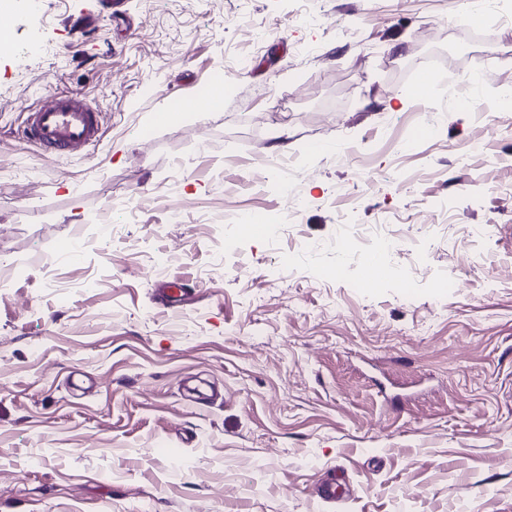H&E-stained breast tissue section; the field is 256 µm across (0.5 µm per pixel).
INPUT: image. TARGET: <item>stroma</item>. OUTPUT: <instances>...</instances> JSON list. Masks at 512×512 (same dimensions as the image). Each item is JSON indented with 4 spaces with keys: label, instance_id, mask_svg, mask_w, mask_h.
I'll list each match as a JSON object with an SVG mask.
<instances>
[{
    "label": "stroma",
    "instance_id": "35a3bbf8",
    "mask_svg": "<svg viewBox=\"0 0 512 512\" xmlns=\"http://www.w3.org/2000/svg\"><path fill=\"white\" fill-rule=\"evenodd\" d=\"M461 10L15 0L0 46V512H512V116L498 102L512 64L496 62L512 27L478 37ZM435 56L477 108L441 79L417 93ZM219 75L221 109H182ZM63 95L96 106L100 138L48 159L21 132ZM299 159L295 222L224 257L225 209L280 207L254 169ZM344 213L400 243L374 286L364 262L324 252L276 273L298 242L335 239ZM158 251L173 262L156 276ZM161 279L184 290L176 306ZM335 472L350 494L321 502Z\"/></svg>",
    "mask_w": 512,
    "mask_h": 512
}]
</instances>
